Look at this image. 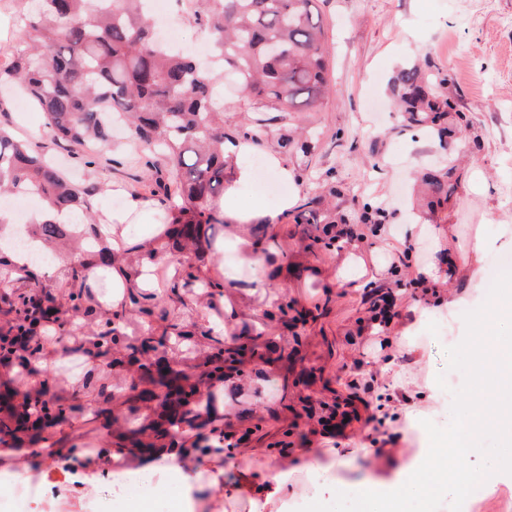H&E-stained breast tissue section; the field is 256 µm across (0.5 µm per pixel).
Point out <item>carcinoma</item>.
<instances>
[{
	"mask_svg": "<svg viewBox=\"0 0 512 512\" xmlns=\"http://www.w3.org/2000/svg\"><path fill=\"white\" fill-rule=\"evenodd\" d=\"M35 17L20 16L24 31L14 59L0 68V77L16 82L46 118V134L54 146L70 149L107 146L112 118L119 116L143 152L159 151L167 158L166 172L155 179L151 193L170 202L167 223L148 244L123 245L115 253L109 244L112 229H104L91 209L89 197L107 190L101 181L91 186L72 182L47 154L35 153L27 140L0 126V196L36 195L43 204L30 233L40 248L59 254L67 243L69 255L60 267L56 287L65 289L66 304L37 294H0V307L13 318L0 326V349L15 351L30 363L42 349V331H61L78 320L100 322L94 346L102 357L112 354V337L123 336L122 313L103 308L90 291L98 270L115 267L116 256L132 254L136 268L118 267L123 278L139 276L144 263L167 260L165 288H203L210 303L224 296V274L202 272L193 260L212 249L211 229L229 224L221 201L238 168L224 155V143L243 141L255 147L268 143L264 125L241 115L232 132L225 127L230 113L214 96L215 83L228 67L237 76L244 104L252 112L286 113L301 118L318 112L332 93L328 83V47L324 25L312 9L313 0H195V23L210 32L214 59L208 69L188 54L164 48L157 40L144 0H27ZM448 72L427 62L410 64L392 81L394 106L408 127H430L453 152L467 143L469 122L453 101ZM305 125L281 135L279 153L305 157L312 164L303 135ZM430 205H446L455 194V168L422 177ZM340 191L332 185L323 194H305L284 215L289 224H321L313 243H336V224H383L385 213L369 202L349 211L336 207ZM16 283L42 287L35 272L20 266L0 249V286ZM139 396L157 401L159 420L130 429L127 441L143 445L140 435L173 439L180 430L194 431L204 453L223 449L224 434L204 430L212 423L209 396L194 401V388L164 375ZM67 420L66 410L28 393L14 425L0 422V445L22 444L20 434L38 425L32 443H47V430Z\"/></svg>",
	"mask_w": 512,
	"mask_h": 512,
	"instance_id": "carcinoma-1",
	"label": "carcinoma"
}]
</instances>
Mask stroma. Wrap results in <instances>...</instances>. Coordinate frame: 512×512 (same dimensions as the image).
Segmentation results:
<instances>
[{"mask_svg": "<svg viewBox=\"0 0 512 512\" xmlns=\"http://www.w3.org/2000/svg\"><path fill=\"white\" fill-rule=\"evenodd\" d=\"M330 45L333 94L310 121L318 138L312 164L318 178L348 189L388 216L377 233L361 225L363 241L331 250H310L301 224L275 221L236 235L215 225L216 248L202 269L224 263L232 245L248 279L234 278L216 307L194 299L174 302L169 291L154 289L147 305L153 317L133 322L131 331L161 334L171 319L206 328L223 325L228 335L246 333L230 377L213 375L212 342L206 336L168 342L166 355L190 383L213 399V416L228 447L221 453L193 448V434L177 448L185 483L187 512H286L307 498L311 474L305 462L321 464L342 457L322 500L369 478H389L387 441L397 458L409 462L429 438L423 421L451 422V406L441 397L438 376L450 367L447 341L435 337V317H454L453 334L463 340V313L483 306L495 281L492 259L512 254V0H315ZM430 59L447 70L454 101L470 122L467 149L458 155L462 179L447 209L433 213L417 206L414 181L448 164V153L431 132L406 127L392 105L391 79L403 65ZM42 118L22 96L0 90V124L46 146ZM67 175L81 185L108 182V192L92 197L94 211L111 215L133 198L146 210L123 225L127 241L153 239L160 231L161 207L147 185L162 158L147 162L129 140L102 154L98 166H85L67 149L54 150ZM260 149L256 178L239 190L242 207L262 200L276 209L281 195L313 193L314 182L296 183L272 172ZM435 233H428L427 225ZM494 248L469 265L459 257L475 237ZM287 260L270 262L276 249ZM425 277L431 293L415 292ZM384 288L395 300L396 317L386 333L390 348L373 340L368 295ZM288 303L287 315L277 310ZM93 336H51L29 367L0 356V391L45 392L47 399L73 407L72 416L53 428L50 448H17L0 479L38 472L59 497L39 503L38 512H122L103 468L111 459L130 470L161 472L159 453L120 447L132 424H147L156 406L131 397L125 383L149 382L134 365L107 369L94 355ZM74 352L84 372L112 391L103 403L82 380L66 375L60 363ZM377 373L372 389L355 384V362ZM94 463L82 468L84 456ZM288 474L289 492L276 489L277 472Z\"/></svg>", "mask_w": 512, "mask_h": 512, "instance_id": "1", "label": "stroma"}]
</instances>
